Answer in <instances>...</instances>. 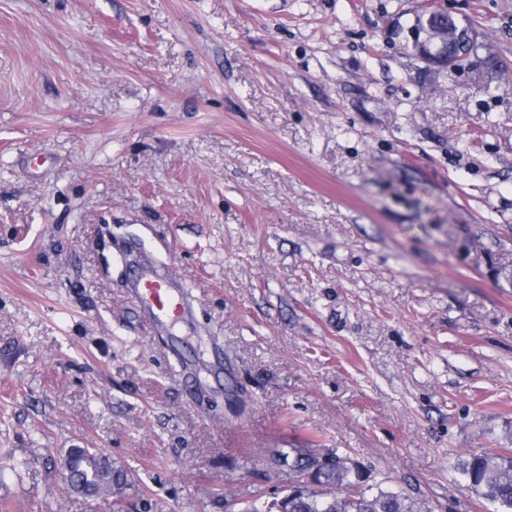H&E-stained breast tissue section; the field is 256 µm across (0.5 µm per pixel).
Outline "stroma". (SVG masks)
Wrapping results in <instances>:
<instances>
[{
    "label": "stroma",
    "instance_id": "1",
    "mask_svg": "<svg viewBox=\"0 0 512 512\" xmlns=\"http://www.w3.org/2000/svg\"><path fill=\"white\" fill-rule=\"evenodd\" d=\"M0 0V512H225L337 449L431 512L512 447V0ZM192 312L145 317L136 269ZM423 2L415 19L417 27L410 33L413 46L428 63L455 71L468 57V52L461 51L468 37L440 1ZM73 492L91 498L99 512H122L131 486L125 469L94 448L69 449L59 471Z\"/></svg>",
    "mask_w": 512,
    "mask_h": 512
}]
</instances>
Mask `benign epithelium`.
I'll use <instances>...</instances> for the list:
<instances>
[{"instance_id":"7a95c632","label":"benign epithelium","mask_w":512,"mask_h":512,"mask_svg":"<svg viewBox=\"0 0 512 512\" xmlns=\"http://www.w3.org/2000/svg\"><path fill=\"white\" fill-rule=\"evenodd\" d=\"M411 32L417 53L428 63L455 71L468 54L461 51L467 35L439 0L421 6Z\"/></svg>"}]
</instances>
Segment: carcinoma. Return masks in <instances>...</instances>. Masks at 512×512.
<instances>
[{
  "mask_svg": "<svg viewBox=\"0 0 512 512\" xmlns=\"http://www.w3.org/2000/svg\"><path fill=\"white\" fill-rule=\"evenodd\" d=\"M297 464L299 473H310L308 478L297 480L282 497L253 503L241 512H429L423 503L373 488L358 469L319 465V454L307 448L300 449ZM458 469L467 487L491 503V512H512L511 455L471 453ZM60 476L73 492L95 501L98 512H122V498L131 486L125 469L94 448L69 449Z\"/></svg>",
  "mask_w": 512,
  "mask_h": 512,
  "instance_id": "1",
  "label": "carcinoma"
}]
</instances>
